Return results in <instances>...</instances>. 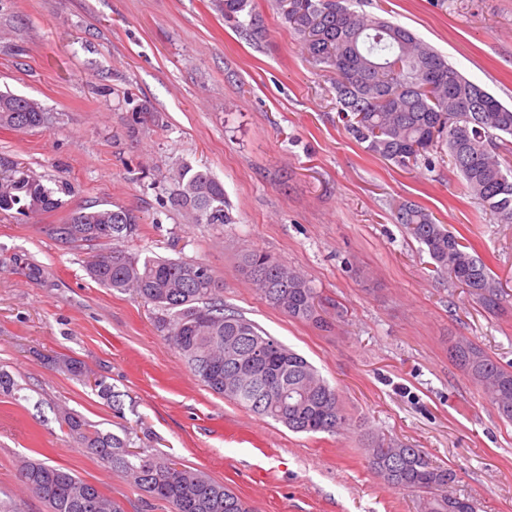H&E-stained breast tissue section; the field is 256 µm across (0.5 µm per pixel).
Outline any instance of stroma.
I'll list each match as a JSON object with an SVG mask.
<instances>
[{
  "instance_id": "35a3bbf8",
  "label": "stroma",
  "mask_w": 512,
  "mask_h": 512,
  "mask_svg": "<svg viewBox=\"0 0 512 512\" xmlns=\"http://www.w3.org/2000/svg\"><path fill=\"white\" fill-rule=\"evenodd\" d=\"M250 41L215 0H0V90L40 101L52 128L0 129V156L59 188L60 209L0 214V501L45 512L18 478L22 461L72 470L124 512H170L78 447L56 414L133 428L152 450L224 483L252 512H420L417 494L369 467L365 433L425 451L456 474L477 512H512V423L501 419L448 349L470 338L512 365V301L486 313L437 273L397 224L400 204L450 225L512 293V223L494 222L449 157L404 169L350 139L329 74L299 49L268 0ZM512 105V0H362ZM224 184L231 224H195L174 201L182 165ZM136 210L131 251L208 265L226 309L310 360L349 421L334 434L294 433L212 393L160 327L162 313L99 286L90 246L53 227L85 204ZM258 249L302 272L321 323L288 318L241 268ZM82 360L119 392L59 373Z\"/></svg>"
}]
</instances>
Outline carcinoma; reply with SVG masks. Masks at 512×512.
Instances as JSON below:
<instances>
[{"label": "carcinoma", "instance_id": "obj_1", "mask_svg": "<svg viewBox=\"0 0 512 512\" xmlns=\"http://www.w3.org/2000/svg\"><path fill=\"white\" fill-rule=\"evenodd\" d=\"M356 0H271L300 49L321 71L333 75L336 105L345 131L367 151L400 167L428 160L447 149L453 168L485 212L512 223V163L503 153L512 137V106L466 79L410 29L353 9ZM224 20L241 34L259 37L261 16L252 0H218ZM53 116L28 97L0 91V128H48ZM177 204L199 224H231L224 183L208 170L180 168ZM57 190L13 160L0 157V211L50 213L61 207ZM397 222L423 244L437 271L466 289L487 312L508 302V293L488 265L471 254L447 225L422 207H398ZM140 231L139 216L119 207L89 204L74 209L54 227L63 244L107 243L87 261L88 276L104 288L131 292L164 313L167 339L213 393L293 432L334 434L347 424L336 388L306 357L264 332L254 322L226 311L211 269L204 263L130 251ZM242 269L265 301L289 318L321 321L318 291L297 270L259 250L241 256ZM512 422V366H504L468 338L449 351ZM57 371L90 378L81 361L51 359ZM58 419L71 438L104 466L121 472L171 512H249L224 484L197 469L145 448H131V432L102 431L62 408ZM370 468L385 483L423 494L422 512H474L472 501L448 492L455 478L419 448L378 436L367 439ZM22 485L48 512H123L122 506L69 469L39 460L19 467Z\"/></svg>", "mask_w": 512, "mask_h": 512}]
</instances>
